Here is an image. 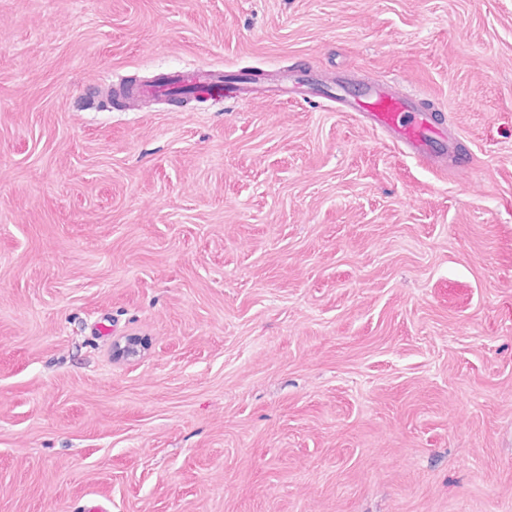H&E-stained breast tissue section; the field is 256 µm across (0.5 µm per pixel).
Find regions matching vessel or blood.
<instances>
[{"mask_svg":"<svg viewBox=\"0 0 512 512\" xmlns=\"http://www.w3.org/2000/svg\"><path fill=\"white\" fill-rule=\"evenodd\" d=\"M322 90L300 83L291 75H283L273 85L254 84L251 75L238 73L225 80L223 71L202 65L187 72H179L160 84L141 86L136 96L140 99L173 97L176 90L189 88L195 94L216 100H243L265 95L278 100L297 99L306 102L315 98L334 100L342 111L367 118L372 127L407 157L437 174H447L449 167H465L458 152V139L451 130L431 128L430 109L403 93L397 84L366 79L357 93L341 90L335 76H321Z\"/></svg>","mask_w":512,"mask_h":512,"instance_id":"obj_1","label":"vessel or blood"}]
</instances>
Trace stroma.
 I'll return each instance as SVG.
<instances>
[{"label":"stroma","mask_w":512,"mask_h":512,"mask_svg":"<svg viewBox=\"0 0 512 512\" xmlns=\"http://www.w3.org/2000/svg\"><path fill=\"white\" fill-rule=\"evenodd\" d=\"M199 64L394 81L469 163L106 103ZM94 501L512 512V0H0V512Z\"/></svg>","instance_id":"stroma-1"}]
</instances>
